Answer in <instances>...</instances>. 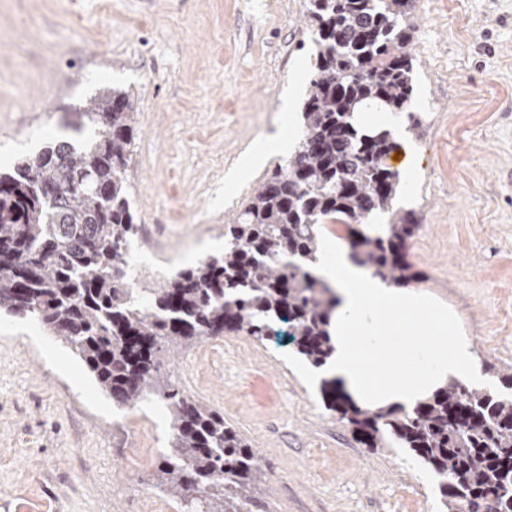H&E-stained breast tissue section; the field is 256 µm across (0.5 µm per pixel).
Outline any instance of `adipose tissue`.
I'll list each match as a JSON object with an SVG mask.
<instances>
[{"instance_id":"obj_1","label":"adipose tissue","mask_w":512,"mask_h":512,"mask_svg":"<svg viewBox=\"0 0 512 512\" xmlns=\"http://www.w3.org/2000/svg\"><path fill=\"white\" fill-rule=\"evenodd\" d=\"M318 274L335 287L340 299L327 373L364 404L409 410L448 378L468 375L466 342L451 347L436 342L451 330L444 315L428 311L414 320L409 315L417 305L413 297L382 285L341 249L328 254ZM420 324L426 327L428 341L409 343Z\"/></svg>"}]
</instances>
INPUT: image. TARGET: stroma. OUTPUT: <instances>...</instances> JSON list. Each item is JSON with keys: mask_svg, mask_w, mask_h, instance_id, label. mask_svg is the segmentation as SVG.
<instances>
[{"mask_svg": "<svg viewBox=\"0 0 512 512\" xmlns=\"http://www.w3.org/2000/svg\"><path fill=\"white\" fill-rule=\"evenodd\" d=\"M305 0H0V168L74 138L63 125L102 84L132 88L126 167L138 250L156 272L222 255L224 226L280 158L226 182L260 143L298 142L311 76ZM412 108L392 131L422 220L409 293L452 314L472 388L512 366V0H415ZM169 375L260 446L259 512H440V479L407 449L372 451L321 400L325 370L283 336L181 347ZM170 427L114 405L32 320L0 317V512H162L153 476Z\"/></svg>", "mask_w": 512, "mask_h": 512, "instance_id": "stroma-1", "label": "stroma"}]
</instances>
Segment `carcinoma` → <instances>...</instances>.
<instances>
[{
	"instance_id": "obj_1",
	"label": "carcinoma",
	"mask_w": 512,
	"mask_h": 512,
	"mask_svg": "<svg viewBox=\"0 0 512 512\" xmlns=\"http://www.w3.org/2000/svg\"><path fill=\"white\" fill-rule=\"evenodd\" d=\"M412 0H308L312 75L304 133L284 163L224 225V253L135 288L128 273L135 212L125 167L135 138L129 89L103 86L72 112L84 139L57 140L0 171V311L32 317L86 366L118 406L156 402L171 438L157 486L193 512H252L262 455L224 413L170 383L165 365L183 344L233 332L262 343L286 336L313 367L334 352V287L312 269L324 225L342 224L352 259L405 287L420 229L393 209L400 173L387 159L391 130L364 128L360 106L400 113L415 68ZM390 216L385 235L356 228ZM326 409L367 448H407L439 477L442 512H512V395L451 377L412 411L361 407L334 379Z\"/></svg>"
}]
</instances>
